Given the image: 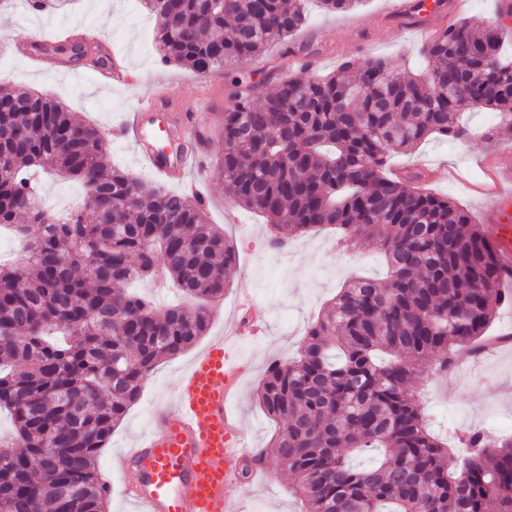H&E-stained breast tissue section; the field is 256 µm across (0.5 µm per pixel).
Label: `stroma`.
I'll return each instance as SVG.
<instances>
[{
	"label": "stroma",
	"instance_id": "stroma-1",
	"mask_svg": "<svg viewBox=\"0 0 512 512\" xmlns=\"http://www.w3.org/2000/svg\"><path fill=\"white\" fill-rule=\"evenodd\" d=\"M99 2L73 0L64 10L34 14L26 0H12L7 9H0V88L29 89L61 101L81 121L102 131L108 164L145 177L149 171L136 144L114 137L112 129L132 114L140 96L166 87L182 110L196 111L202 103L208 106V153H220L224 147L221 115L231 106L234 92L230 83L223 80L212 84L203 75L161 62L154 43L155 19L139 0H109L106 11ZM406 2L361 0L352 10L328 13L317 0H308L305 21L298 30L283 41L269 44L259 56L238 63L235 70L244 84L256 86L261 95L282 80L304 73L327 74L341 63L356 65L369 57L386 58L402 71L429 72V61L413 31L419 18L406 9ZM496 3L446 0L430 22L439 31L459 21L480 25L504 22L503 50L512 56V14L498 16ZM62 25L96 28L102 37L101 43L92 47L96 55H103L109 45L120 49L128 73L125 84L102 83L100 67L85 58L55 55L51 68L43 71L9 53L12 43L35 33L50 35ZM464 120L473 133L468 141L430 137L408 153L393 155L389 169L395 173L406 168L423 170L430 192L447 197L468 213L472 223L480 224L484 221L486 168L504 149L512 147V142L485 138V130L497 121L494 113L469 112ZM184 180L202 186L209 222L220 226L235 248L236 274L223 298L214 304L207 334L181 355L155 367L143 384L139 400L101 449L98 469L112 477L108 512H133L122 493L128 477L115 461L149 428L155 405L175 402L181 374L216 338H224L229 354L247 365L235 388L242 440L252 450L269 447L279 424L262 412L257 400L268 363L299 356L307 327L350 278L386 275L379 250L366 244L351 252L337 251L336 231L330 227L293 238L288 244L287 262L270 263L269 224L254 212L231 204L213 165L204 164L201 173L186 174ZM244 291L267 316V333L258 340L241 339L234 333L238 299ZM488 333L504 337V344L479 357L461 349L448 372H427L413 386L432 431L440 438L466 429L512 438V303L498 308ZM289 483V474L275 467L240 480L241 512H299V503L288 492Z\"/></svg>",
	"mask_w": 512,
	"mask_h": 512
}]
</instances>
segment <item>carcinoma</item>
Wrapping results in <instances>:
<instances>
[{
	"label": "carcinoma",
	"mask_w": 512,
	"mask_h": 512,
	"mask_svg": "<svg viewBox=\"0 0 512 512\" xmlns=\"http://www.w3.org/2000/svg\"><path fill=\"white\" fill-rule=\"evenodd\" d=\"M156 17L161 60L224 72L237 88L224 113L216 168L225 197L259 212L284 249L290 234L333 225L345 249L382 251L383 279L349 282L306 331L300 355L272 363L258 402L282 428L274 465L294 478L301 512H512V439L481 430L458 458L435 437L411 383L478 348L506 299L492 239L425 173L392 176L386 161L434 134L466 141V110L512 136V61L502 26L467 21L424 53V78L381 57L324 76L290 78L254 100L230 67L284 39L304 0H141ZM0 112V224L25 239L0 262V512H107L96 457L140 396L146 376L208 330L236 266L233 244L194 203L105 163L106 140L55 98L5 93ZM52 169L96 192L113 223L81 210L46 219L27 200ZM40 226L25 238L15 220ZM164 273L199 305L164 310L127 291ZM376 451L357 469L354 453Z\"/></svg>",
	"instance_id": "carcinoma-1"
}]
</instances>
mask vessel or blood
<instances>
[{"mask_svg": "<svg viewBox=\"0 0 512 512\" xmlns=\"http://www.w3.org/2000/svg\"><path fill=\"white\" fill-rule=\"evenodd\" d=\"M174 111L171 92L160 90L140 99L132 126L115 136L132 137L142 159L159 175L172 178L195 167L207 137L198 115L180 118L178 138L190 137L195 148L176 153L154 148L146 116ZM492 186L485 216L504 272L512 271V156L504 155L489 170ZM245 366L229 358L223 340L214 341L192 362L181 380L178 400L155 407L147 434L125 449L119 466L132 474L123 493L143 512H235L238 464L245 453L238 437L234 391Z\"/></svg>", "mask_w": 512, "mask_h": 512, "instance_id": "vessel-or-blood-1", "label": "vessel or blood"}]
</instances>
